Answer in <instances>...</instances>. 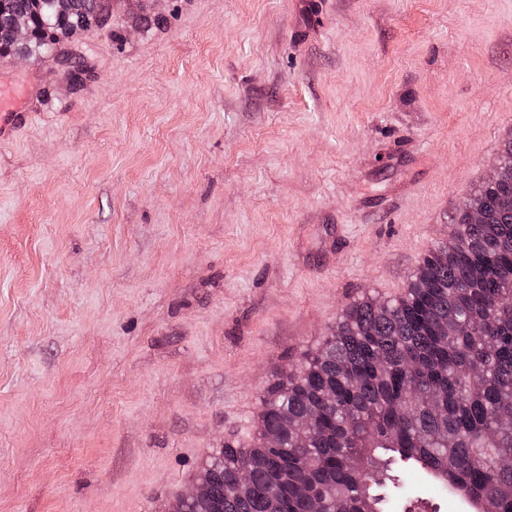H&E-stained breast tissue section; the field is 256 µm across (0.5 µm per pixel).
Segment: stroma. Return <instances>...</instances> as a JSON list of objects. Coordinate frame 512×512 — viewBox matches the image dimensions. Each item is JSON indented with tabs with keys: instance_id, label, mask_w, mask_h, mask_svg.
<instances>
[{
	"instance_id": "1",
	"label": "stroma",
	"mask_w": 512,
	"mask_h": 512,
	"mask_svg": "<svg viewBox=\"0 0 512 512\" xmlns=\"http://www.w3.org/2000/svg\"><path fill=\"white\" fill-rule=\"evenodd\" d=\"M68 44L79 84L0 60V512H170L447 241L512 138V0H112ZM24 107L25 106L18 102L16 94L13 91L7 90L2 95V91L0 90V112H2L0 114V125L9 120H24L27 115V112L23 111Z\"/></svg>"
}]
</instances>
